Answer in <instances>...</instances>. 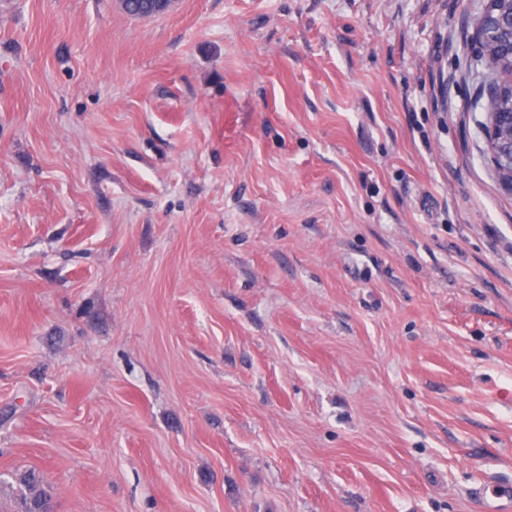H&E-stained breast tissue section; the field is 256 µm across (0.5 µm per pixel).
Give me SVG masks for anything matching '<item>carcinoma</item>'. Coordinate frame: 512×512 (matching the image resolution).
Instances as JSON below:
<instances>
[{
  "mask_svg": "<svg viewBox=\"0 0 512 512\" xmlns=\"http://www.w3.org/2000/svg\"><path fill=\"white\" fill-rule=\"evenodd\" d=\"M476 58L489 91H481L482 110L492 115L503 111L501 93L512 90V54L497 36H489L474 42ZM25 483L30 491L25 512H50L48 494L39 488L35 475L28 474Z\"/></svg>",
  "mask_w": 512,
  "mask_h": 512,
  "instance_id": "carcinoma-1",
  "label": "carcinoma"
}]
</instances>
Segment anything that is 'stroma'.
<instances>
[{
	"label": "stroma",
	"instance_id": "obj_1",
	"mask_svg": "<svg viewBox=\"0 0 512 512\" xmlns=\"http://www.w3.org/2000/svg\"><path fill=\"white\" fill-rule=\"evenodd\" d=\"M482 0H0V512H482L512 193ZM476 58L485 78V91L479 94L481 107L489 117L495 112H506L503 109L501 93L512 91V54L497 36H489L473 41ZM486 87L490 90L486 93ZM488 140L494 166L508 176L502 185L512 192V136L508 140L501 136L500 127L494 116L491 119ZM25 483L30 491V497L26 501L25 512H50L48 494L39 488L38 480L34 474L25 477Z\"/></svg>",
	"mask_w": 512,
	"mask_h": 512
}]
</instances>
